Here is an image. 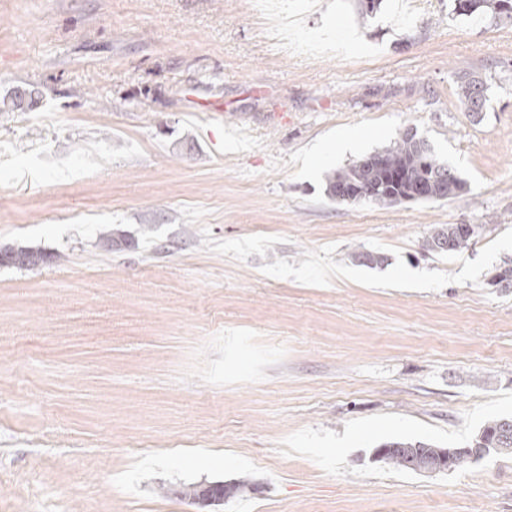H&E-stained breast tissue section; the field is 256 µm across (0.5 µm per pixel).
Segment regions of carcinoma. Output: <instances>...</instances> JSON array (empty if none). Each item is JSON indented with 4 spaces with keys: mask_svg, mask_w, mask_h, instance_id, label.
Here are the masks:
<instances>
[{
    "mask_svg": "<svg viewBox=\"0 0 512 512\" xmlns=\"http://www.w3.org/2000/svg\"><path fill=\"white\" fill-rule=\"evenodd\" d=\"M488 10L495 13H512V0H453V12L460 16H472ZM459 94L468 111L483 110L486 96L480 82L467 75L459 77ZM428 195L425 201H439L462 196L465 181L435 155H420L414 137L404 133L390 148L360 158L342 171L334 173L326 186L328 197L345 202L343 182L366 183L370 194L366 201L377 205H393L420 192L419 185L425 181ZM468 229L457 224H441L433 227L426 237L423 250L428 253L445 254L459 251L469 244ZM468 448H480L482 453L491 450L497 453L512 452V417H499L488 421L468 444ZM418 450L427 461L438 468L442 455L448 452L425 441L393 440L376 449L378 460L397 469L408 471L407 453Z\"/></svg>",
    "mask_w": 512,
    "mask_h": 512,
    "instance_id": "1",
    "label": "carcinoma"
}]
</instances>
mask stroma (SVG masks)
<instances>
[{
	"label": "stroma",
	"instance_id": "obj_1",
	"mask_svg": "<svg viewBox=\"0 0 512 512\" xmlns=\"http://www.w3.org/2000/svg\"><path fill=\"white\" fill-rule=\"evenodd\" d=\"M484 82L481 114L458 96ZM36 103L10 111L16 90ZM374 131L356 152L334 135ZM416 131L461 197L339 203ZM439 224L462 250L424 252ZM128 247L105 251L101 234ZM0 512H512V18L452 0H0ZM382 253L367 266L360 252ZM247 482L220 506L194 486ZM473 234L470 224H462ZM458 224H441L433 227L426 237L423 250L428 253L445 254L459 251L469 244L474 236ZM446 245V246H445ZM0 266H6V267H13V268H17V269H33L31 267H18V266H15L14 264L12 263H16V264H27L28 263V259L27 258H24V257H13L11 258V262L9 261L10 258L9 256L11 254H13L14 252H17V253H40L42 255H45L46 257H48L49 261H50V264L55 262L59 257L56 253H53V252H46V251H42V250H34L30 247H27V246H8V247H4L3 249L0 248ZM466 448H484L482 453L476 457H481L491 450L497 453L512 452V417H499L488 421L472 439L471 443L463 448H440L425 441L393 440L382 444L380 448H376L375 454L379 461L397 469L416 473H433L436 471L428 470L425 460L417 456L409 457V465L419 472L410 468L407 465V453L411 450L420 451L433 466V470H436L440 465L442 455L445 456L449 450L456 449L448 453L447 459H443L446 460V468L449 471L455 469L454 467L459 460L460 453L457 450L466 452Z\"/></svg>",
	"mask_w": 512,
	"mask_h": 512
}]
</instances>
